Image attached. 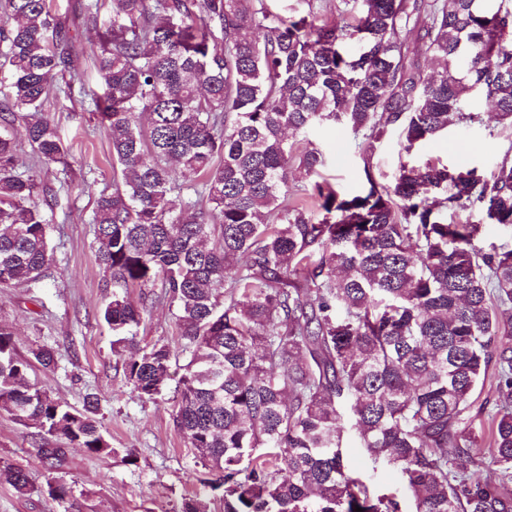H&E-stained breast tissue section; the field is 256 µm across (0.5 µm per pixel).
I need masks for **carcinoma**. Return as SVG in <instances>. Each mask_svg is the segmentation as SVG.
<instances>
[{
    "label": "carcinoma",
    "instance_id": "carcinoma-1",
    "mask_svg": "<svg viewBox=\"0 0 512 512\" xmlns=\"http://www.w3.org/2000/svg\"><path fill=\"white\" fill-rule=\"evenodd\" d=\"M269 0H99L93 101L108 131L112 192L96 199L97 258L113 287L162 281L184 347L174 423L223 489L224 512H402L394 495L350 475L352 435L392 470L413 512H512V247L476 250L483 225L443 210L479 202L512 230V161L476 167L404 163L392 189H312L322 218L288 208L295 173L323 165L309 133H364L365 150L401 129L411 150L474 122L485 95L512 126V0H362L357 24L314 11L281 16ZM0 58L10 103L43 165L67 149L45 116L52 83L74 69L53 0H0ZM419 29L430 75L409 57ZM219 30L224 47L212 44ZM249 30L261 37L251 38ZM0 135V286L50 274L48 221ZM201 177V188L177 174ZM145 305L112 293L102 315L142 397L159 395L175 354L142 346ZM16 356L0 329V410L92 455L112 445L93 417L31 381L53 352ZM497 377L483 433L473 395ZM258 448H270L257 456ZM48 494L70 503L66 449H41ZM499 471L496 481L481 474ZM21 495L28 474L7 467Z\"/></svg>",
    "mask_w": 512,
    "mask_h": 512
}]
</instances>
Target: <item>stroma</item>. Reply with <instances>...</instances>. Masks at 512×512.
Returning a JSON list of instances; mask_svg holds the SVG:
<instances>
[{
  "mask_svg": "<svg viewBox=\"0 0 512 512\" xmlns=\"http://www.w3.org/2000/svg\"><path fill=\"white\" fill-rule=\"evenodd\" d=\"M80 0H55L75 46L79 78L70 95L51 94L46 104L67 149L65 163L45 166L20 143L18 169L37 185L34 202L50 219L52 275L37 284L0 287V328L13 335L17 356L33 349L54 351V367L34 366L32 377L51 395L75 408L97 397L95 416L107 432L114 451L92 455L52 438L41 441L36 427L16 424L0 411V467L29 471L35 493L18 494L0 479V512H62L45 491L41 444L66 448V480L73 486L71 512H173L183 500L201 492L208 478L200 454L190 448L174 424L176 390L182 364L189 359L178 336L174 310L161 286L131 287L127 296L147 302L139 329L141 343L171 346L177 358L162 395L139 397L127 381L123 360L112 350L113 334L100 310L112 293V283L97 258L95 226L91 222L98 194L112 186L109 137L92 110L102 85L94 59L99 39L78 9ZM277 10L290 7L348 23L362 14L361 0H277ZM480 120L469 127L452 126L431 141L406 149L400 130H389L365 151L364 140L350 129L327 124L311 132L325 165L318 177L300 176L290 193L310 188L315 179L332 183L340 192L359 193L369 182L393 187L400 164L435 161L492 172L505 155H512V127L498 123L489 101L472 102ZM448 219L482 225L478 248L512 246V232L486 221L482 205L449 211Z\"/></svg>",
  "mask_w": 512,
  "mask_h": 512,
  "instance_id": "1",
  "label": "stroma"
}]
</instances>
